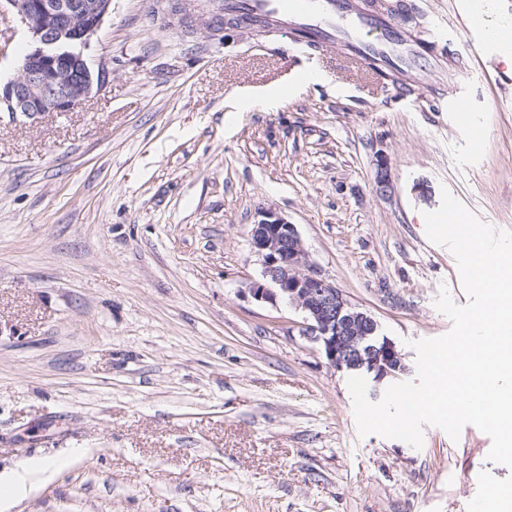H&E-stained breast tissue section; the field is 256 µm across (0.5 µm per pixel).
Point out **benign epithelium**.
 <instances>
[{
    "mask_svg": "<svg viewBox=\"0 0 512 512\" xmlns=\"http://www.w3.org/2000/svg\"><path fill=\"white\" fill-rule=\"evenodd\" d=\"M28 36L30 50L19 74L0 81V112L33 118L46 112H70L108 83L105 65L90 63L87 51L112 0H7ZM200 4L170 5V22L192 21ZM375 189L384 195L392 184L384 159L376 163ZM251 248L262 260V280L248 286L251 297L272 305L286 302L304 314L300 335L321 345L340 370L364 369L381 381L405 370L396 346L377 336L378 324L353 307L342 291L314 270L295 225L272 209L259 213L251 230Z\"/></svg>",
    "mask_w": 512,
    "mask_h": 512,
    "instance_id": "1",
    "label": "benign epithelium"
}]
</instances>
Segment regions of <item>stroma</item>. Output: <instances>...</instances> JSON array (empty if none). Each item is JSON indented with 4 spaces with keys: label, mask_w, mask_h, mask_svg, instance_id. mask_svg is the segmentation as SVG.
<instances>
[{
    "label": "stroma",
    "mask_w": 512,
    "mask_h": 512,
    "mask_svg": "<svg viewBox=\"0 0 512 512\" xmlns=\"http://www.w3.org/2000/svg\"><path fill=\"white\" fill-rule=\"evenodd\" d=\"M412 2L411 26L441 37L410 94L337 44L309 59L282 29L235 21L214 40L203 14L166 26L168 0H112L89 51L106 88L70 112H0V475L28 472L0 512H473L512 487L475 426L425 427L418 450L360 436L350 373L301 336L303 312L245 291L263 271L252 226L276 210L411 380L409 341L451 328L440 285L468 301L424 213L446 188L512 231L506 47L467 27L470 0ZM27 50L0 8L1 78Z\"/></svg>",
    "instance_id": "obj_1"
}]
</instances>
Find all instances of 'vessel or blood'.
<instances>
[{
	"label": "vessel or blood",
	"mask_w": 512,
	"mask_h": 512,
	"mask_svg": "<svg viewBox=\"0 0 512 512\" xmlns=\"http://www.w3.org/2000/svg\"><path fill=\"white\" fill-rule=\"evenodd\" d=\"M213 12L218 20L281 18L294 35L304 36L308 49L340 44L350 61L390 76L398 92L404 89L401 74L415 68L425 46L421 33L407 27L402 0H215ZM466 23L512 38V28H494L483 0H475Z\"/></svg>",
	"instance_id": "1"
}]
</instances>
